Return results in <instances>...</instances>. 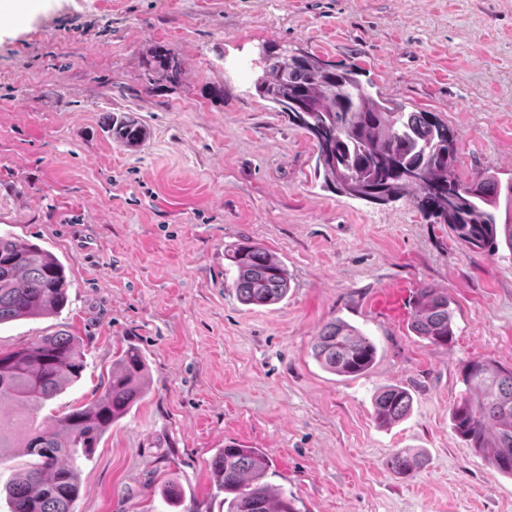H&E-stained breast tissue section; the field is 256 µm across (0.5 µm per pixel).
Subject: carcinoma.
Returning <instances> with one entry per match:
<instances>
[{"mask_svg":"<svg viewBox=\"0 0 512 512\" xmlns=\"http://www.w3.org/2000/svg\"><path fill=\"white\" fill-rule=\"evenodd\" d=\"M254 83L257 94L273 104L288 123L303 130L316 147V171L325 184L369 203L411 197L426 214L448 225L469 248L512 252V178L483 173L468 181L456 177L454 131L431 112H408L385 97L362 67L336 66L309 52L265 54ZM181 62L159 50L148 65L146 82H174ZM112 138L133 147L146 138L131 118L114 119ZM505 220H500V199ZM235 288L245 305L278 303L288 293L283 264L264 247L244 242L234 248ZM65 266L40 246L0 235V324L42 316L68 299ZM411 329L434 345L454 336L448 296L434 288L416 289ZM377 355L375 343L356 328L328 324L313 345V356L339 376L366 373ZM86 365L83 341L68 333L44 336L19 350L0 352V402L16 404L18 419H0V464L16 448L36 459L33 467L4 488L12 512H73L81 492L78 459L91 456L112 424L144 393L145 360L130 346L112 364L104 390L93 401L69 409L42 429L33 427L45 403L65 385L78 382ZM465 390L451 413L455 432L498 473L512 477V369L479 361L462 370ZM411 407L405 388L384 386L374 400L382 426L403 419ZM419 457L399 450L390 468L409 474ZM268 468L258 448L230 445L212 461V475L224 488L226 512H297L293 502L275 498L264 482Z\"/></svg>","mask_w":512,"mask_h":512,"instance_id":"1","label":"carcinoma"}]
</instances>
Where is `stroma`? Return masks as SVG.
Returning <instances> with one entry per match:
<instances>
[{"label":"stroma","mask_w":512,"mask_h":512,"mask_svg":"<svg viewBox=\"0 0 512 512\" xmlns=\"http://www.w3.org/2000/svg\"><path fill=\"white\" fill-rule=\"evenodd\" d=\"M29 2L0 25V234L54 254L71 286L57 312L1 324L0 351L83 339L82 377L43 419L95 399L127 346L147 367L143 398L82 460L74 512H224L211 462L232 442L262 450L297 512H512V477L451 422L466 363L512 368V251L466 247L411 198L326 186L313 141L254 88L265 49L357 63L453 129L461 180L512 177V0ZM157 45L182 73L149 90ZM110 116L141 123L143 145L113 141ZM245 238L286 266L279 303L240 302L230 253ZM423 285L450 300L449 345L410 328ZM336 320L376 343L366 374L315 360ZM389 385L412 406L384 427ZM400 449L423 467L394 473ZM411 407V394L405 388L384 386L374 400L375 420L382 426L391 425L403 419Z\"/></svg>","instance_id":"obj_1"}]
</instances>
